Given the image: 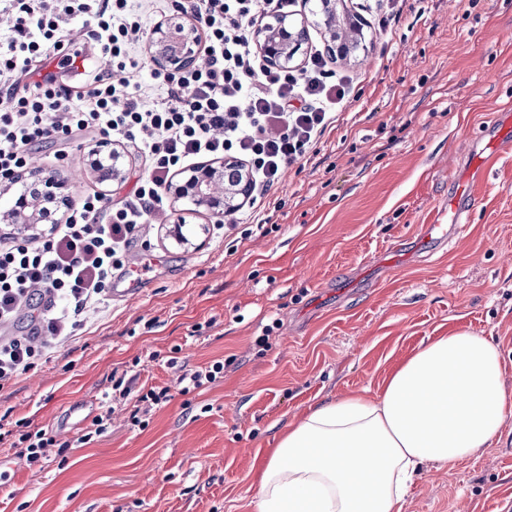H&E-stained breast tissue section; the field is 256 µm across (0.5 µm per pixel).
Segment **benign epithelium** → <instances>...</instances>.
<instances>
[{
  "label": "benign epithelium",
  "instance_id": "7a95c632",
  "mask_svg": "<svg viewBox=\"0 0 512 512\" xmlns=\"http://www.w3.org/2000/svg\"><path fill=\"white\" fill-rule=\"evenodd\" d=\"M337 0H319V21L327 51L340 64H347L355 50L351 36L360 29L357 20H349L346 30L336 25ZM266 61L274 66L286 68L304 52L308 44L309 32L306 21L295 23L286 15H273L256 32ZM151 43L156 47L154 62L163 69L179 70L206 63V58L199 49V34L191 23L170 21L159 25L152 33ZM120 155L103 143L90 154L89 170L97 174L100 182L116 180L120 176L117 162ZM44 195L61 197L68 200L63 192V185L54 175L41 177ZM167 191L177 199L189 198L193 203L207 210L211 215L222 217L233 213L238 204L236 197L251 195L252 182L249 177L242 178V183L235 187L224 186V166L200 164L185 170V176L170 182ZM40 197L22 195L17 197L12 207L0 217L12 224H35L38 220Z\"/></svg>",
  "mask_w": 512,
  "mask_h": 512
}]
</instances>
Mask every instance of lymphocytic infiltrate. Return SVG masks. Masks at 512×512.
Here are the masks:
<instances>
[{
	"label": "lymphocytic infiltrate",
	"mask_w": 512,
	"mask_h": 512,
	"mask_svg": "<svg viewBox=\"0 0 512 512\" xmlns=\"http://www.w3.org/2000/svg\"><path fill=\"white\" fill-rule=\"evenodd\" d=\"M294 0H10L13 37L0 53V188L15 184L35 142H66L78 135L120 136L135 142L151 162L150 173L118 208L105 210L92 194L72 207L65 223L52 205L41 209L49 232L39 242L0 247V324L14 322L19 305L35 290L59 301L58 311L37 320L64 343L97 304L112 270L147 217L159 210L162 188L187 161L235 154L250 165L255 186L269 192L282 169L306 155L346 96L320 55L302 71L269 66L252 32L258 13L284 14ZM192 15L203 35L206 66L180 72L154 70L147 84L125 73L144 67L140 47L145 17L169 11ZM81 16L87 36L112 60V72L96 77L82 103L55 80H33L32 63L60 48L70 19ZM29 79L26 94L15 88ZM163 90L156 105L144 100ZM109 220L97 223L101 211ZM42 349L30 338L0 340V383L34 369Z\"/></svg>",
	"instance_id": "obj_1"
}]
</instances>
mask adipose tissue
<instances>
[{
	"label": "adipose tissue",
	"instance_id": "obj_1",
	"mask_svg": "<svg viewBox=\"0 0 512 512\" xmlns=\"http://www.w3.org/2000/svg\"><path fill=\"white\" fill-rule=\"evenodd\" d=\"M511 414L498 345L465 330L436 337L377 397L320 402L292 426L265 465L255 512H401L423 464L455 467Z\"/></svg>",
	"mask_w": 512,
	"mask_h": 512
}]
</instances>
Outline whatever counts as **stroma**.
I'll list each match as a JSON object with an SVG mask.
<instances>
[{
  "mask_svg": "<svg viewBox=\"0 0 512 512\" xmlns=\"http://www.w3.org/2000/svg\"><path fill=\"white\" fill-rule=\"evenodd\" d=\"M346 6L365 22L355 59L335 68L350 94L305 158L221 220L164 196L130 248L166 272L143 296L105 294L75 336L47 339L36 368L0 388V512H255L261 469L290 424L323 400L378 395L423 342L457 330L495 340L512 396V146L486 145L512 113V0ZM65 44L85 57L83 75L58 54L40 68L79 100L102 71L83 18ZM112 144L123 183L85 173L88 138L31 152L71 201L95 192L113 207L149 163L127 140ZM477 161L464 231L428 254L422 226ZM179 219L185 245L163 230ZM217 360L223 374L181 394L182 374ZM123 374L171 400L142 429L129 421L134 399L117 402L108 431L81 443ZM20 419L67 444L66 463L19 458L8 432ZM402 512H512V416L454 470L423 465Z\"/></svg>",
  "mask_w": 512,
  "mask_h": 512,
  "instance_id": "stroma-1",
  "label": "stroma"
}]
</instances>
